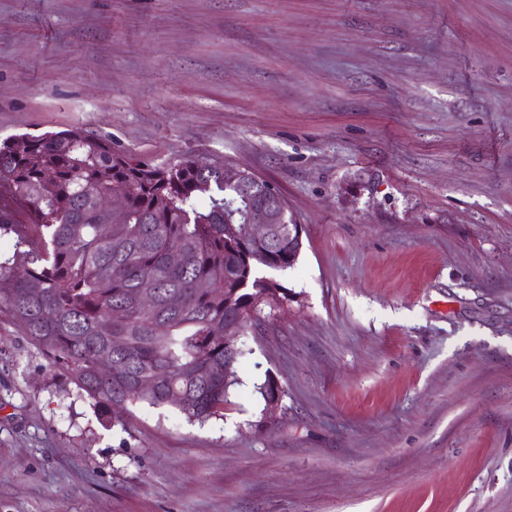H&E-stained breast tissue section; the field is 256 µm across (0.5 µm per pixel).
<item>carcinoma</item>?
Masks as SVG:
<instances>
[{
    "label": "carcinoma",
    "mask_w": 512,
    "mask_h": 512,
    "mask_svg": "<svg viewBox=\"0 0 512 512\" xmlns=\"http://www.w3.org/2000/svg\"><path fill=\"white\" fill-rule=\"evenodd\" d=\"M114 183L129 202L109 221L99 196ZM4 198L12 205L0 208V236L12 238L13 253L0 256V309L66 368L100 417L111 419L118 402L171 407L191 423L224 418L243 355L224 351V330L239 336L288 302V288L261 271L297 263L292 216L257 242L245 230L246 206L224 208L240 198L224 164H153L78 127L1 142ZM172 251L181 264L168 263ZM146 290L153 302L143 308ZM120 308L126 317L112 321ZM104 354L116 364L106 377L97 368Z\"/></svg>",
    "instance_id": "carcinoma-1"
}]
</instances>
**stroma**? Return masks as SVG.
Segmentation results:
<instances>
[{
    "label": "stroma",
    "mask_w": 512,
    "mask_h": 512,
    "mask_svg": "<svg viewBox=\"0 0 512 512\" xmlns=\"http://www.w3.org/2000/svg\"><path fill=\"white\" fill-rule=\"evenodd\" d=\"M74 125L249 168L302 250L202 425L0 309V512H512V0H0V140Z\"/></svg>",
    "instance_id": "35a3bbf8"
}]
</instances>
